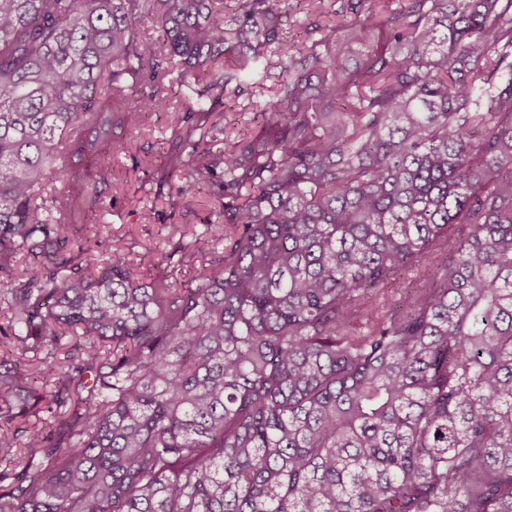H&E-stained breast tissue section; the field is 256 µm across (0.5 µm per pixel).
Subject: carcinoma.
Returning a JSON list of instances; mask_svg holds the SVG:
<instances>
[{"label":"carcinoma","instance_id":"1","mask_svg":"<svg viewBox=\"0 0 512 512\" xmlns=\"http://www.w3.org/2000/svg\"><path fill=\"white\" fill-rule=\"evenodd\" d=\"M294 2L0 0V512H512V0ZM173 73L149 181L234 227L183 285L74 238Z\"/></svg>","mask_w":512,"mask_h":512}]
</instances>
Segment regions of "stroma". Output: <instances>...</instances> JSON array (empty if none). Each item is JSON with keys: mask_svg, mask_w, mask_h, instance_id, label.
<instances>
[{"mask_svg": "<svg viewBox=\"0 0 512 512\" xmlns=\"http://www.w3.org/2000/svg\"><path fill=\"white\" fill-rule=\"evenodd\" d=\"M171 131V118L165 113L147 117L139 129L122 134L112 160L119 179L102 210L79 228L81 235L97 241L103 257L133 259L148 250L170 254L180 245L174 229L182 224L193 225L215 239L216 250H223L220 237L232 227L208 224L214 205L207 190L160 198L150 191L144 171L163 162Z\"/></svg>", "mask_w": 512, "mask_h": 512, "instance_id": "35a3bbf8", "label": "stroma"}]
</instances>
